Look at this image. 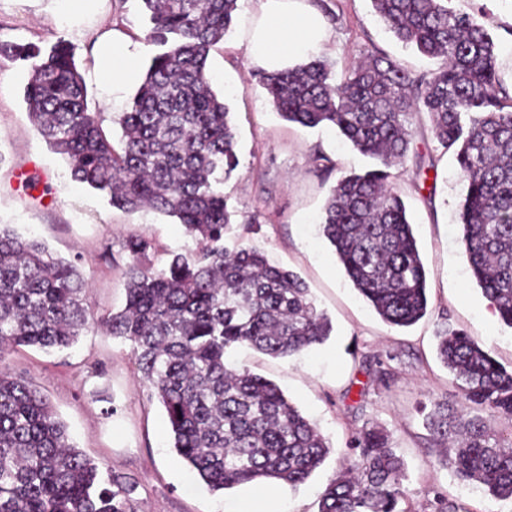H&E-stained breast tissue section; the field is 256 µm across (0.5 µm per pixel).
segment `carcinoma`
Segmentation results:
<instances>
[{
  "label": "carcinoma",
  "instance_id": "cac0c4a2",
  "mask_svg": "<svg viewBox=\"0 0 512 512\" xmlns=\"http://www.w3.org/2000/svg\"><path fill=\"white\" fill-rule=\"evenodd\" d=\"M147 44L157 48L130 106L119 113L121 148L91 112L74 47L0 42V56L29 63L27 116L67 161L73 178L127 212L178 220L198 244L157 268L149 238H128L126 305L96 314L78 264L0 224V364L19 346L62 351L91 329L129 344L148 397L165 410L172 448L212 491L243 485L296 487L330 446L273 381L226 361L239 345L287 358L332 332L305 283L247 247H224L232 212L224 177L238 166L230 109L212 90L210 51L229 34L237 0H140ZM404 47L435 60L414 74L398 60L368 55L333 71L313 57L297 68L255 71L289 123L339 131L376 162L341 176L320 218L322 235L360 295L391 326L409 327L428 308L424 265L391 169L405 163L410 120L428 114L433 138L454 150L465 183L462 243L472 277L512 328V95L497 69L488 30L448 0H370ZM443 365L464 399L487 413L445 407L427 417L434 440L457 441L448 467L462 483L512 499V369L463 330L438 331ZM352 468L332 479L319 512H407L403 459L389 434L352 437ZM137 484L101 476L70 441L50 400L0 367V512H136Z\"/></svg>",
  "mask_w": 512,
  "mask_h": 512
}]
</instances>
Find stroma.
I'll list each match as a JSON object with an SVG mask.
<instances>
[{
  "label": "stroma",
  "instance_id": "stroma-1",
  "mask_svg": "<svg viewBox=\"0 0 512 512\" xmlns=\"http://www.w3.org/2000/svg\"><path fill=\"white\" fill-rule=\"evenodd\" d=\"M312 2L333 28V43L322 55L335 70L378 52L415 73L433 69V61L393 39L369 0ZM254 6V0H239L232 31L207 63L211 86L228 104L237 133L239 165L224 182L234 212L226 244L256 249L271 264L297 273L333 326L324 344L289 358L246 346L226 355L274 381L331 446L304 484L278 486L280 512H318L320 492L353 458V434L371 427L389 433L405 462L412 512H431L439 493L467 512H512L511 501L485 490L462 492L445 464L454 446L436 445L425 421L435 405L463 407L462 392L436 352L443 326L467 330L512 367V328L487 321V300L460 242L465 186L452 154L433 139L427 116L414 119L413 146L434 167L421 179L405 165L397 188L425 266L428 310L412 326H389L355 290L316 222L337 179L363 170L369 160L336 129L305 128L277 115L241 44ZM449 6L491 33L500 79L512 93V0H450ZM70 9L69 0H0V41L70 42L90 111L100 113L107 134L119 138L118 112L105 101L97 47L101 38L119 32L136 46L139 66H146L153 53L143 40L148 23L138 0H93L92 10L80 17ZM27 79L25 67L0 58V224L37 236L54 255L77 261L89 281L92 308L119 310L126 300L128 237H148L154 245L149 261L158 267L172 255L193 253L197 243L175 219L117 209L107 196L75 182L66 160L47 148L27 117ZM5 365L40 387L73 443L102 464L104 475L136 482V512H238L251 496L248 486L210 491L177 457L163 409L147 399L131 349L121 339L95 329L63 352L18 347Z\"/></svg>",
  "mask_w": 512,
  "mask_h": 512
}]
</instances>
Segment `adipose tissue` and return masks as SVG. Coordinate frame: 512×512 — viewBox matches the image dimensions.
Here are the masks:
<instances>
[{
	"label": "adipose tissue",
	"instance_id": "1",
	"mask_svg": "<svg viewBox=\"0 0 512 512\" xmlns=\"http://www.w3.org/2000/svg\"><path fill=\"white\" fill-rule=\"evenodd\" d=\"M251 66L267 72L298 65L310 51L332 42V33L308 0H256L251 22L243 36ZM102 77L113 94L139 78L136 56L124 37L100 43Z\"/></svg>",
	"mask_w": 512,
	"mask_h": 512
}]
</instances>
